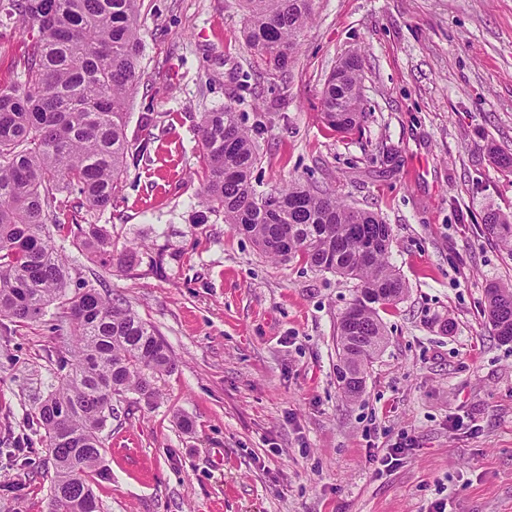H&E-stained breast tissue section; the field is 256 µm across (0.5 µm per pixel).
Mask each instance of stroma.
<instances>
[{
	"instance_id": "35a3bbf8",
	"label": "stroma",
	"mask_w": 512,
	"mask_h": 512,
	"mask_svg": "<svg viewBox=\"0 0 512 512\" xmlns=\"http://www.w3.org/2000/svg\"><path fill=\"white\" fill-rule=\"evenodd\" d=\"M143 76L128 133L150 139L92 215L135 270L102 268L50 228L72 276L154 326L177 360L151 405L102 432L103 512H512V342L485 312L512 254L484 238L512 215V0H315L286 72L258 67L239 0H142ZM24 34L0 14V83ZM358 55L365 118H322L328 76ZM233 104L259 130L257 191L291 179L389 224L408 292L382 309L385 346L356 400L336 381L352 282L276 262L200 195L202 113ZM151 124H143V117ZM61 309L0 321V512H48L52 461L29 413L66 344ZM416 440L391 469L369 459Z\"/></svg>"
}]
</instances>
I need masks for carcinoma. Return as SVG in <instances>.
I'll list each match as a JSON object with an SVG mask.
<instances>
[{"label": "carcinoma", "mask_w": 512, "mask_h": 512, "mask_svg": "<svg viewBox=\"0 0 512 512\" xmlns=\"http://www.w3.org/2000/svg\"><path fill=\"white\" fill-rule=\"evenodd\" d=\"M314 0H242L246 39L268 72L287 68L311 23ZM141 0H10L9 15L28 36L23 79L0 85V318L41 319L57 304L74 337L69 371L30 413L44 430L55 475L48 512H98L92 484L99 469L101 431L114 403L135 393L150 402L159 376L175 360L155 328L93 288L69 291L71 267L50 245L46 226L76 227L72 246L103 267L141 264L139 251L112 249V234L87 215L112 206L127 156L149 142L128 137L129 105L141 77ZM361 63L351 56L323 89V118L344 132L364 118ZM203 204L275 261L299 258L317 271L355 282L341 313L336 368L344 396L362 390L344 378L365 375L381 352L379 309L408 291L389 263L391 229L376 213L352 207L298 180L259 193L251 175L261 162L254 129L232 105L204 112L198 125ZM72 191L79 201L60 198ZM481 232L512 254V216L485 215ZM496 335L512 341V284L487 289Z\"/></svg>", "instance_id": "carcinoma-1"}]
</instances>
